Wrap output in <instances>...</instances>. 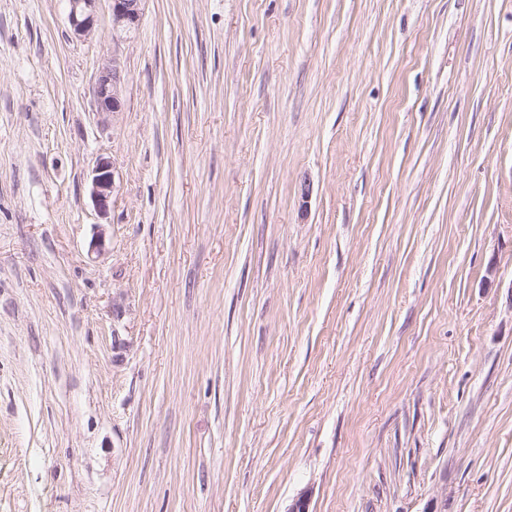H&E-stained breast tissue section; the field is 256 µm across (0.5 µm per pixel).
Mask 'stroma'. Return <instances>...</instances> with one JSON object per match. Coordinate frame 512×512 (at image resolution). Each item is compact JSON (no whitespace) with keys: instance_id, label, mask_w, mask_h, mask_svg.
<instances>
[{"instance_id":"1","label":"stroma","mask_w":512,"mask_h":512,"mask_svg":"<svg viewBox=\"0 0 512 512\" xmlns=\"http://www.w3.org/2000/svg\"><path fill=\"white\" fill-rule=\"evenodd\" d=\"M67 14L0 0V512H512V0ZM101 0H68V24L74 37L85 38L98 25V10ZM109 2L113 39L135 32L146 0H106ZM93 97L96 112L115 113L122 110V78L117 56H112V62L104 63L99 69ZM115 191L114 165L109 158L99 157L91 182V197L99 213L104 214L108 211Z\"/></svg>"}]
</instances>
